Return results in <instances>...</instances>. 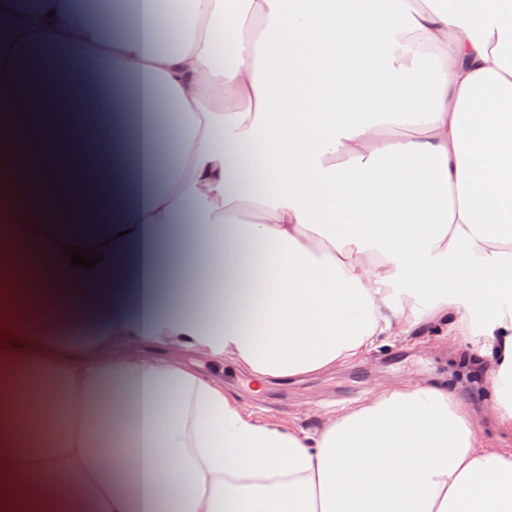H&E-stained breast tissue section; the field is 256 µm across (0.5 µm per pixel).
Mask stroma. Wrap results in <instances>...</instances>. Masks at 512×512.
Here are the masks:
<instances>
[{
    "label": "stroma",
    "instance_id": "obj_1",
    "mask_svg": "<svg viewBox=\"0 0 512 512\" xmlns=\"http://www.w3.org/2000/svg\"><path fill=\"white\" fill-rule=\"evenodd\" d=\"M469 348L465 339L452 348L444 336H392L332 374L300 382L274 378L260 391L233 363L205 359L201 367L220 376L225 390L238 393L258 418L312 430L324 410L352 406L376 388L403 382L443 383L465 401L483 405V394L462 367Z\"/></svg>",
    "mask_w": 512,
    "mask_h": 512
}]
</instances>
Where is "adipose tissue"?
Wrapping results in <instances>:
<instances>
[{"mask_svg":"<svg viewBox=\"0 0 512 512\" xmlns=\"http://www.w3.org/2000/svg\"><path fill=\"white\" fill-rule=\"evenodd\" d=\"M121 14L126 37L65 0L0 10L8 79L80 240L112 242L70 267L0 108V512H512V448L445 387L377 389L310 432L181 358L262 384L395 333L466 337L512 433V0ZM101 81L110 178L82 132Z\"/></svg>","mask_w":512,"mask_h":512,"instance_id":"1","label":"adipose tissue"}]
</instances>
